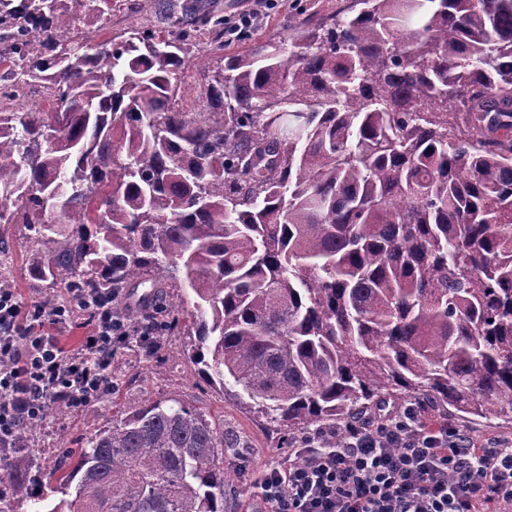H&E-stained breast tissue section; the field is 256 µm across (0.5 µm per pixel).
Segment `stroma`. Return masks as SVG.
I'll use <instances>...</instances> for the list:
<instances>
[{
    "label": "stroma",
    "mask_w": 512,
    "mask_h": 512,
    "mask_svg": "<svg viewBox=\"0 0 512 512\" xmlns=\"http://www.w3.org/2000/svg\"><path fill=\"white\" fill-rule=\"evenodd\" d=\"M140 12L129 9L130 0H112V15L100 39H124L132 23L159 28L156 0H139ZM352 0H207L211 10L233 18L253 14L251 37L225 42L228 54L241 53L264 41L286 33L289 24L303 20L317 23L342 13ZM29 259L23 225L12 224L0 234V275L9 277L23 301L48 293L49 285L30 279ZM189 338L174 332L160 339L158 352L125 348L115 364L119 390L85 412L51 418L38 434L34 446L42 460H56L60 440L78 442L104 426L113 411L139 406L147 399H176L204 412L223 417L224 434L233 445L224 451V512H251L260 498L258 480L288 457L290 448L299 446L301 434L276 430L272 423L249 412L232 397L198 376L190 359ZM422 421L429 426L444 425L449 431L468 436L475 444L488 438H512V422L500 418H480L452 409L420 403Z\"/></svg>",
    "instance_id": "35a3bbf8"
}]
</instances>
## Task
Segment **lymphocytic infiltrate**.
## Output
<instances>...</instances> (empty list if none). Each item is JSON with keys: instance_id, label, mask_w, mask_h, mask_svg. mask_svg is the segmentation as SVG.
<instances>
[{"instance_id": "obj_1", "label": "lymphocytic infiltrate", "mask_w": 512, "mask_h": 512, "mask_svg": "<svg viewBox=\"0 0 512 512\" xmlns=\"http://www.w3.org/2000/svg\"><path fill=\"white\" fill-rule=\"evenodd\" d=\"M118 293L103 289L47 308L0 287V450L46 424L54 407L78 412L111 395L112 363L130 337L158 347L151 323H129ZM82 323L80 347L58 329ZM306 463L289 459L263 475L264 512H512V440L485 448L431 430L408 409L374 426L302 438Z\"/></svg>"}]
</instances>
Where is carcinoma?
Instances as JSON below:
<instances>
[{"instance_id":"carcinoma-1","label":"carcinoma","mask_w":512,"mask_h":512,"mask_svg":"<svg viewBox=\"0 0 512 512\" xmlns=\"http://www.w3.org/2000/svg\"><path fill=\"white\" fill-rule=\"evenodd\" d=\"M0 0V224L53 288H181L204 380L288 431L381 396L512 420V0H352L228 56L186 0ZM223 65L186 112L181 41ZM42 84L53 112L10 104ZM57 127L52 140L43 131ZM224 420L145 400L38 477L37 512H224ZM11 500L31 484L0 466ZM136 0H112V15L107 24L106 29L99 33L98 40H106L112 38L114 42H118L127 36L125 32L132 23L139 22L143 25L164 32L166 28L159 23V17L156 15L155 3L157 0H138L141 5V11L132 13L129 9V3Z\"/></svg>"}]
</instances>
